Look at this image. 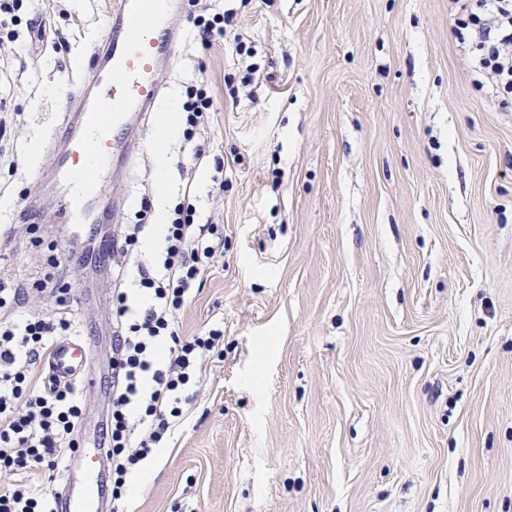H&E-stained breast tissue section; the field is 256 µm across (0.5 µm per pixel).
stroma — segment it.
Returning a JSON list of instances; mask_svg holds the SVG:
<instances>
[{"label": "stroma", "mask_w": 512, "mask_h": 512, "mask_svg": "<svg viewBox=\"0 0 512 512\" xmlns=\"http://www.w3.org/2000/svg\"><path fill=\"white\" fill-rule=\"evenodd\" d=\"M112 3L20 0L0 28V281L30 290L14 317L72 309L97 376L78 389L88 448L110 400L112 274L72 259L84 227L26 212L55 205L35 171L52 165L65 89ZM205 8L237 11L208 43L194 28ZM458 9L180 0L155 81L213 98L191 201L196 223L222 225L224 252L179 332L219 327L224 345L129 512H512V105L476 74ZM238 34L261 79L233 95ZM159 116L143 115L102 186L99 233L180 201L185 143H158ZM59 263L64 292H34Z\"/></svg>", "instance_id": "obj_1"}]
</instances>
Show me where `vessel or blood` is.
I'll use <instances>...</instances> for the list:
<instances>
[{"mask_svg":"<svg viewBox=\"0 0 512 512\" xmlns=\"http://www.w3.org/2000/svg\"><path fill=\"white\" fill-rule=\"evenodd\" d=\"M168 8L169 0H115L92 77L71 91L73 106L54 132L60 149L49 176L58 196V207L49 216L52 223H102V216L93 212L101 182L111 174L114 159L131 149L134 117L151 111L160 93L153 74L176 52ZM87 360L81 339H61L49 361L50 375L59 384L95 385ZM103 481L101 470L85 468L78 491L60 495L58 512H102Z\"/></svg>","mask_w":512,"mask_h":512,"instance_id":"vessel-or-blood-1","label":"vessel or blood"}]
</instances>
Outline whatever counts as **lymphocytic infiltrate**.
<instances>
[{
    "instance_id": "lymphocytic-infiltrate-1",
    "label": "lymphocytic infiltrate",
    "mask_w": 512,
    "mask_h": 512,
    "mask_svg": "<svg viewBox=\"0 0 512 512\" xmlns=\"http://www.w3.org/2000/svg\"><path fill=\"white\" fill-rule=\"evenodd\" d=\"M476 35V66L512 96V0H461ZM183 136L191 142L210 123L213 99L190 87ZM146 227L130 224L112 250V406L102 427L112 463V512H124L128 478L183 423V394L201 379L202 366L223 337L179 333L178 315L224 251V232L194 221L191 203L175 207L153 263L141 254ZM24 290L0 283V512H54L53 492L30 479L31 470L59 471L80 445L82 414L73 387H48L32 368L49 358L58 336L75 332L68 311L16 319Z\"/></svg>"
}]
</instances>
